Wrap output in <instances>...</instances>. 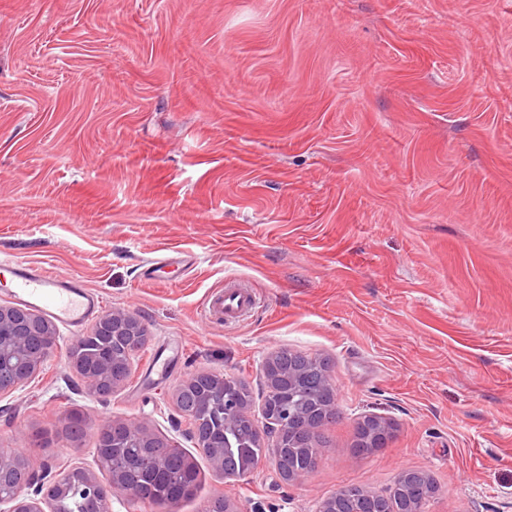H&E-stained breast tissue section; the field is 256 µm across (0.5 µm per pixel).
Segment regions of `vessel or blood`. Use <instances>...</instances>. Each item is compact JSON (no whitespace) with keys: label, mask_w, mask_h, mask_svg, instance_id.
I'll return each instance as SVG.
<instances>
[{"label":"vessel or blood","mask_w":512,"mask_h":512,"mask_svg":"<svg viewBox=\"0 0 512 512\" xmlns=\"http://www.w3.org/2000/svg\"><path fill=\"white\" fill-rule=\"evenodd\" d=\"M14 281L12 295L23 303L41 305L63 326L79 329L88 316L92 301L79 277L59 279L42 267H27L9 260L0 262ZM256 307L254 290L242 280L225 281L221 290L211 293L206 303L209 314L224 317L226 322H237L248 316Z\"/></svg>","instance_id":"b4317fda"}]
</instances>
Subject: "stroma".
Returning <instances> with one entry per match:
<instances>
[{"mask_svg":"<svg viewBox=\"0 0 512 512\" xmlns=\"http://www.w3.org/2000/svg\"><path fill=\"white\" fill-rule=\"evenodd\" d=\"M1 259L80 276L149 334L110 398L62 326L0 397V449L40 480L93 465L123 417L201 472L170 512H315L409 469L436 487L427 512H512V0H0ZM228 278L256 310L206 321ZM283 348L329 363L317 463L224 479L175 390L206 369L257 392ZM367 414L395 435L359 455Z\"/></svg>","mask_w":512,"mask_h":512,"instance_id":"1","label":"stroma"}]
</instances>
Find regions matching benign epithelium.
Instances as JSON below:
<instances>
[{
  "instance_id": "benign-epithelium-1",
  "label": "benign epithelium",
  "mask_w": 512,
  "mask_h": 512,
  "mask_svg": "<svg viewBox=\"0 0 512 512\" xmlns=\"http://www.w3.org/2000/svg\"><path fill=\"white\" fill-rule=\"evenodd\" d=\"M147 330L141 320L122 310L105 314L95 323L82 341L92 349L71 354L72 365L98 396H109L118 391L132 374L134 356L147 342ZM60 349V338L52 325L41 324L36 313L28 308L0 304V379L10 380L7 391L13 393L25 386L35 371L47 363ZM269 355L260 366L258 377L263 390L260 415H255L250 404L236 394L240 380L208 370H198L178 386L177 391L195 387L200 389L196 406L181 411L187 422V434L196 448L206 455L216 470L226 479L238 480L239 474L224 472V440L217 432L235 427L242 419L250 421L257 439H266L265 454L253 460L250 471L264 461L271 460L283 479L292 480L300 473L293 472L282 457L284 437L293 425L288 418V403L278 411L268 406L270 396L279 391L283 375ZM157 432L130 419L109 418L96 433V438H109L110 479L103 482L94 471L72 466L57 478L45 483L35 482L28 474L11 484L8 494H0V512H55V505L79 493L86 503L94 505V512H112V497H120L127 512H134L143 502L141 483L132 482L130 475L138 468V459L128 452L131 447L149 448ZM37 484L32 493L25 489Z\"/></svg>"
}]
</instances>
